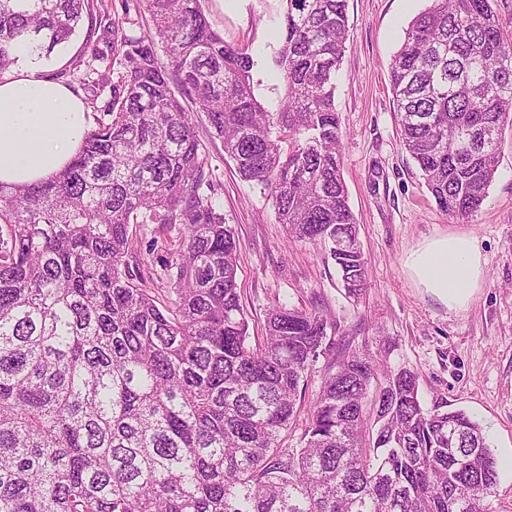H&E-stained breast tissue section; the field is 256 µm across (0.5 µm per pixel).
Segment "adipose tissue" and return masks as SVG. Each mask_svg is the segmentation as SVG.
Wrapping results in <instances>:
<instances>
[{
    "label": "adipose tissue",
    "mask_w": 512,
    "mask_h": 512,
    "mask_svg": "<svg viewBox=\"0 0 512 512\" xmlns=\"http://www.w3.org/2000/svg\"><path fill=\"white\" fill-rule=\"evenodd\" d=\"M41 71V57L24 45L17 68L0 78V182L50 177L73 159L91 128L83 102ZM406 264L418 286L452 309L468 304L484 275L478 243L467 235L436 238L411 251Z\"/></svg>",
    "instance_id": "ef3b65f1"
}]
</instances>
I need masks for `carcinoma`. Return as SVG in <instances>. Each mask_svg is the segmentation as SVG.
I'll return each mask as SVG.
<instances>
[{"label":"carcinoma","mask_w":512,"mask_h":512,"mask_svg":"<svg viewBox=\"0 0 512 512\" xmlns=\"http://www.w3.org/2000/svg\"><path fill=\"white\" fill-rule=\"evenodd\" d=\"M140 2L153 34L134 37L95 0H0V78L21 43L49 56L86 19L121 66L89 85L94 126L67 167L0 182V512H490L499 473L484 427L425 407L418 372L380 369L315 308L277 305L265 335L249 334L236 231L192 113L288 235L323 243L361 294L334 103L347 0H285L275 112L252 55L211 28L201 0ZM389 81L437 206L472 220L512 127V40L490 0H430Z\"/></svg>","instance_id":"1"}]
</instances>
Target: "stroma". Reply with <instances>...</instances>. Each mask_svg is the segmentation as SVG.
I'll list each match as a JSON object with an SVG mask.
<instances>
[{"instance_id":"obj_1","label":"stroma","mask_w":512,"mask_h":512,"mask_svg":"<svg viewBox=\"0 0 512 512\" xmlns=\"http://www.w3.org/2000/svg\"><path fill=\"white\" fill-rule=\"evenodd\" d=\"M428 4L347 0L349 35L336 74L335 107L343 132L342 173L368 267L360 296L345 295L322 244L289 238L271 201L240 179L206 121H198L197 131L221 186L217 201L237 232V281L251 336H263L273 305L316 306L379 364L417 371L426 406L448 404L484 426L499 461L492 508L512 512V132L504 135L481 211L469 223L449 218L400 146L388 80L405 28ZM203 8L225 41L253 56L256 91L276 111L282 85L269 60L279 47L283 0H205ZM105 49L80 29L46 57V73L61 74L85 98V83L113 67ZM78 56L85 66L64 74ZM454 233L477 239L485 269L469 304L456 310L420 288L405 265L412 250Z\"/></svg>"}]
</instances>
